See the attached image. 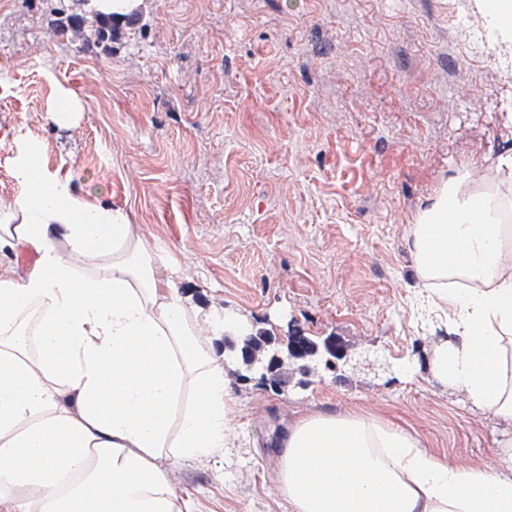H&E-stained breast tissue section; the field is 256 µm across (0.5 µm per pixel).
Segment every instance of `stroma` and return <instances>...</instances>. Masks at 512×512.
<instances>
[{"mask_svg": "<svg viewBox=\"0 0 512 512\" xmlns=\"http://www.w3.org/2000/svg\"><path fill=\"white\" fill-rule=\"evenodd\" d=\"M111 57L58 36L46 0H0V201L17 140L38 142L77 196L124 209L192 311L283 336L295 323L357 368L307 388L242 380L223 453L157 465L187 512H288L273 476L284 423L363 414L450 464L484 466L512 424L434 378L444 318L421 308L411 245L455 170L507 189L512 82L457 17L474 0H142ZM78 111L60 114L62 90Z\"/></svg>", "mask_w": 512, "mask_h": 512, "instance_id": "obj_1", "label": "stroma"}]
</instances>
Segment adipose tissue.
Listing matches in <instances>:
<instances>
[{
  "instance_id": "obj_1",
  "label": "adipose tissue",
  "mask_w": 512,
  "mask_h": 512,
  "mask_svg": "<svg viewBox=\"0 0 512 512\" xmlns=\"http://www.w3.org/2000/svg\"><path fill=\"white\" fill-rule=\"evenodd\" d=\"M14 177L0 256L29 246L38 260L25 278L0 273V490L16 492L13 512H181L157 457L222 452L232 411L198 340L211 317L187 319L128 214L78 197L37 147ZM412 236L424 302L449 311L433 376L512 423V229L451 185ZM278 445L289 512H512V454L454 466L400 426L338 414L295 419Z\"/></svg>"
}]
</instances>
